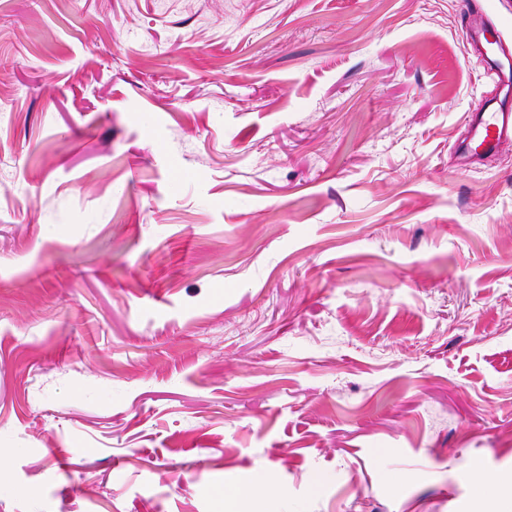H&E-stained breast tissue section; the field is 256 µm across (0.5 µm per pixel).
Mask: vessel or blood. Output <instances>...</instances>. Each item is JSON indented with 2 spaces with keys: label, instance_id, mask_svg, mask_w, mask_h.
Returning <instances> with one entry per match:
<instances>
[{
  "label": "vessel or blood",
  "instance_id": "b4317fda",
  "mask_svg": "<svg viewBox=\"0 0 512 512\" xmlns=\"http://www.w3.org/2000/svg\"><path fill=\"white\" fill-rule=\"evenodd\" d=\"M467 38L486 44L484 56L485 76L490 77L495 87H512V66H506L505 57L512 54L504 42L501 32L489 23H480L470 29ZM468 136L464 149L476 157L495 154L512 145V110L497 98H488L467 116Z\"/></svg>",
  "mask_w": 512,
  "mask_h": 512
}]
</instances>
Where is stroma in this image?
<instances>
[{
	"label": "stroma",
	"instance_id": "obj_1",
	"mask_svg": "<svg viewBox=\"0 0 512 512\" xmlns=\"http://www.w3.org/2000/svg\"><path fill=\"white\" fill-rule=\"evenodd\" d=\"M468 0H0V512H475L512 478V147ZM512 111L498 98H487L467 116L468 137L462 150L471 157L493 155L512 143ZM474 470H477V473L480 477V484H479V500L485 501V500H496L500 501L503 499H509V492H510V503L512 501V482L511 478L509 480H493V481H487L484 480L482 477L481 470L478 465H474ZM269 486L264 478L248 480L235 489L224 491V511L238 512L241 503L251 504L252 512H266Z\"/></svg>",
	"mask_w": 512,
	"mask_h": 512
}]
</instances>
